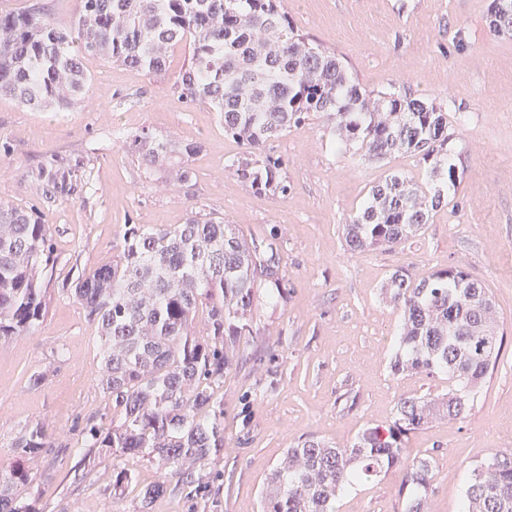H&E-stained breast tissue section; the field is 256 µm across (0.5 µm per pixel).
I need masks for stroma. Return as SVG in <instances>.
Instances as JSON below:
<instances>
[{
    "label": "stroma",
    "instance_id": "1",
    "mask_svg": "<svg viewBox=\"0 0 512 512\" xmlns=\"http://www.w3.org/2000/svg\"><path fill=\"white\" fill-rule=\"evenodd\" d=\"M295 25L335 49L352 80L374 91L397 83L448 111L451 161L460 183L431 224L393 249L351 253L342 226L372 186L399 172L424 182L408 154L371 162L346 154L323 117L313 116L266 143L290 189L255 191L228 166L243 152L226 137L209 105H186L167 79L89 56L88 97L71 112H44L0 99V202L46 216L64 268L81 272L111 261L125 225L162 228L205 210L245 238H276L286 274V303L258 296L239 359L217 389L224 406V452L201 473L207 483L169 482L152 512H260V490L286 448L316 436L351 444L371 426H387L405 396L435 397L441 377L393 374L389 357L400 317L380 288L398 268L418 280L462 263L490 291L506 344L465 421H440L413 433L408 458L432 457L427 512H458L467 469L497 450H512V36L489 28L491 0H282ZM143 129L182 143L191 182L170 184L164 168L144 175L117 136ZM54 162L70 183L53 189L41 169ZM102 342L85 309L56 291L38 332L0 342V470L14 464L12 439L39 421L53 446L32 483L16 494L36 512H137L138 484L161 478L148 460H131L137 482L112 497L110 457L80 465L88 417L112 420L96 384ZM45 380L27 384L32 372ZM402 468L346 488L336 512H406Z\"/></svg>",
    "mask_w": 512,
    "mask_h": 512
}]
</instances>
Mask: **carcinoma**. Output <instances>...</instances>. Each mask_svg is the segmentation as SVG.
Wrapping results in <instances>:
<instances>
[{"label": "carcinoma", "mask_w": 512, "mask_h": 512, "mask_svg": "<svg viewBox=\"0 0 512 512\" xmlns=\"http://www.w3.org/2000/svg\"><path fill=\"white\" fill-rule=\"evenodd\" d=\"M490 30L512 34V0H492ZM177 48L185 59L170 89L219 112L224 133L246 146L228 170L259 192H288L281 165L263 148L312 114L335 124L356 154L383 161L408 153L427 166L439 185L391 173L371 188L343 227L347 251L397 246L448 206L446 190L459 175L449 160L447 110L394 85L364 89L336 51L293 25L280 0H78L67 26L42 6L0 11V97L70 112L85 99L86 56L163 77ZM125 147L148 176L165 164L173 182L192 178L181 158L196 145L181 149L142 130ZM276 240L250 243L224 218L196 212L163 229L128 226L116 259L72 278L61 275L45 217L0 203V341L35 334L58 283L104 340L97 384L111 400L112 421L86 423L81 462L145 457L182 481L224 453V406L214 386L237 359V337L250 331L258 288L268 285L280 297L285 272ZM382 294L401 313L391 370L445 376L448 394L400 399L388 427L365 429L349 447L309 437L287 449L267 480L261 512H336L344 488L399 464L407 512H426L432 465L405 460L409 435L467 418L471 394L497 365L504 332L489 290L459 264L417 282L398 269ZM201 309L207 316L199 324ZM50 447L39 422L14 438L15 465L0 474V512H36L13 488L34 480L33 465ZM134 480L132 470H117L112 499ZM166 490L163 481L143 485L138 512H151ZM459 512H512V452L497 451L468 470Z\"/></svg>", "instance_id": "carcinoma-1"}]
</instances>
